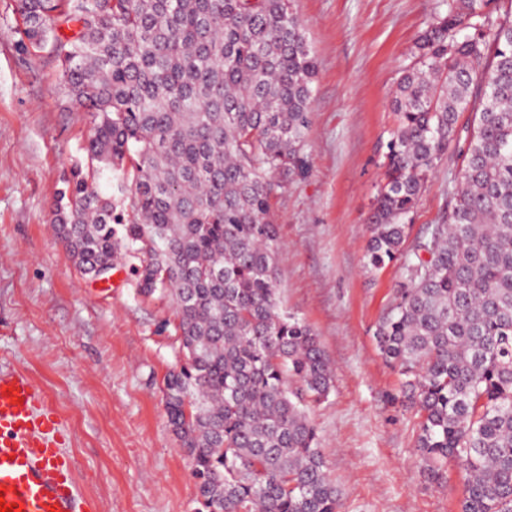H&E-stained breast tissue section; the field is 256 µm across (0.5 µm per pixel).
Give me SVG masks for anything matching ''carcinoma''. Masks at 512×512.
Wrapping results in <instances>:
<instances>
[{
  "label": "carcinoma",
  "mask_w": 512,
  "mask_h": 512,
  "mask_svg": "<svg viewBox=\"0 0 512 512\" xmlns=\"http://www.w3.org/2000/svg\"><path fill=\"white\" fill-rule=\"evenodd\" d=\"M14 2L20 43L49 49L92 125L55 202L69 256L95 278L124 251L140 291L174 304L182 360L162 393L197 512H342L306 412L333 367L276 288L270 200L308 169L318 72L293 0ZM497 3L440 0L417 38L369 217L367 265L402 272L374 340L419 415L421 475L442 484L453 464L460 512H512V7ZM452 146L448 210L408 247Z\"/></svg>",
  "instance_id": "cac0c4a2"
}]
</instances>
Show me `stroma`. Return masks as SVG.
<instances>
[{
    "mask_svg": "<svg viewBox=\"0 0 512 512\" xmlns=\"http://www.w3.org/2000/svg\"><path fill=\"white\" fill-rule=\"evenodd\" d=\"M439 0H295L318 60L310 167L271 200L278 296L318 334L335 388L310 415L343 512H459L463 481L421 477L417 418L373 341L400 279L367 266L372 201L395 124L392 91ZM0 0V367L28 371L62 418L75 475L96 512H195L191 463L166 422L162 381L179 362L171 301L138 291L126 259L83 275L52 227L54 197L90 134L56 90L48 52L23 49ZM456 153L432 173L410 237L438 223Z\"/></svg>",
    "mask_w": 512,
    "mask_h": 512,
    "instance_id": "obj_1",
    "label": "stroma"
}]
</instances>
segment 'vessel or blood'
I'll list each match as a JSON object with an SVG mask.
<instances>
[{"instance_id":"vessel-or-blood-1","label":"vessel or blood","mask_w":512,"mask_h":512,"mask_svg":"<svg viewBox=\"0 0 512 512\" xmlns=\"http://www.w3.org/2000/svg\"><path fill=\"white\" fill-rule=\"evenodd\" d=\"M61 433V418L34 377L0 368V499L14 512H94Z\"/></svg>"}]
</instances>
